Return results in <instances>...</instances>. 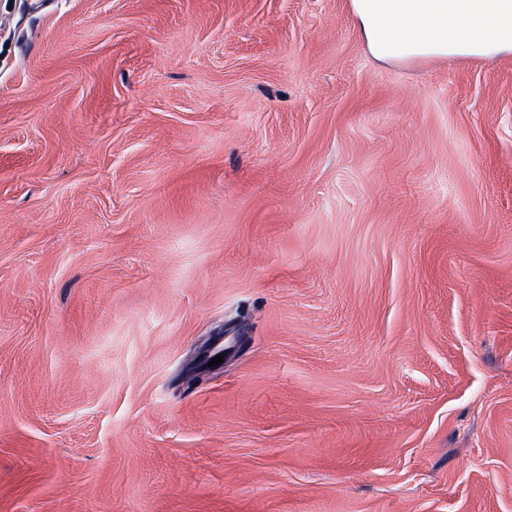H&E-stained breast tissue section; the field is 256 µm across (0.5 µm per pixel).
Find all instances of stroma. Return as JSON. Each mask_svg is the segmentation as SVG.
Returning a JSON list of instances; mask_svg holds the SVG:
<instances>
[{"label":"stroma","mask_w":512,"mask_h":512,"mask_svg":"<svg viewBox=\"0 0 512 512\" xmlns=\"http://www.w3.org/2000/svg\"><path fill=\"white\" fill-rule=\"evenodd\" d=\"M0 512H512V54L0 0Z\"/></svg>","instance_id":"1"}]
</instances>
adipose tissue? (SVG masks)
Returning a JSON list of instances; mask_svg holds the SVG:
<instances>
[{
    "label": "adipose tissue",
    "mask_w": 512,
    "mask_h": 512,
    "mask_svg": "<svg viewBox=\"0 0 512 512\" xmlns=\"http://www.w3.org/2000/svg\"><path fill=\"white\" fill-rule=\"evenodd\" d=\"M380 63L512 54V0H349Z\"/></svg>",
    "instance_id": "ef3b65f1"
}]
</instances>
